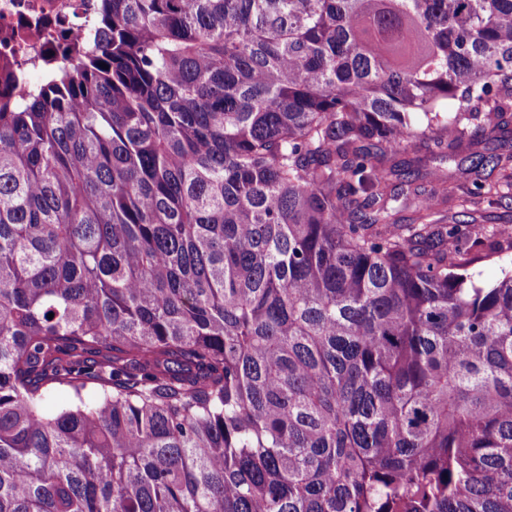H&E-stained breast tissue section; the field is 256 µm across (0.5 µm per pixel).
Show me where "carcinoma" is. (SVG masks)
I'll use <instances>...</instances> for the list:
<instances>
[{
	"mask_svg": "<svg viewBox=\"0 0 512 512\" xmlns=\"http://www.w3.org/2000/svg\"><path fill=\"white\" fill-rule=\"evenodd\" d=\"M96 19L0 89V512H512V236L392 206L512 186V0ZM504 262L497 257L481 259L469 267L468 273L472 279L481 284H492L502 277Z\"/></svg>",
	"mask_w": 512,
	"mask_h": 512,
	"instance_id": "obj_1",
	"label": "carcinoma"
}]
</instances>
